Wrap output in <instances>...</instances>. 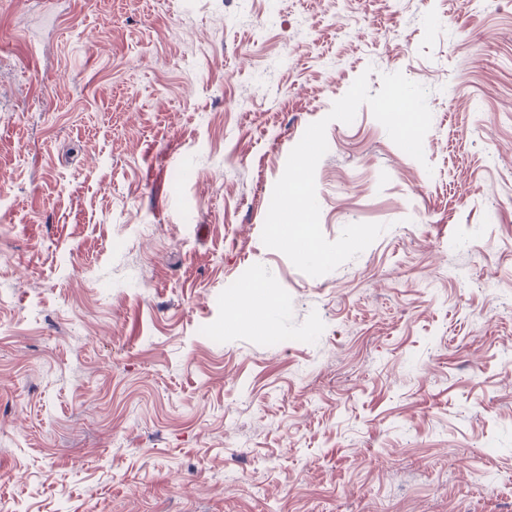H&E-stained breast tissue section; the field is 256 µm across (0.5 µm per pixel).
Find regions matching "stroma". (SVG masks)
Listing matches in <instances>:
<instances>
[{"instance_id": "obj_1", "label": "stroma", "mask_w": 512, "mask_h": 512, "mask_svg": "<svg viewBox=\"0 0 512 512\" xmlns=\"http://www.w3.org/2000/svg\"><path fill=\"white\" fill-rule=\"evenodd\" d=\"M397 71L308 276L273 187ZM0 193V512H512V0H0Z\"/></svg>"}]
</instances>
